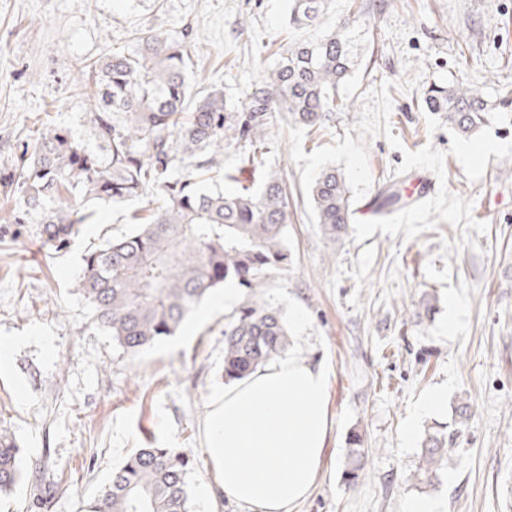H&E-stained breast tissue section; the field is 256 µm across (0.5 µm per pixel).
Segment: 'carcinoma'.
<instances>
[{"instance_id":"carcinoma-1","label":"carcinoma","mask_w":512,"mask_h":512,"mask_svg":"<svg viewBox=\"0 0 512 512\" xmlns=\"http://www.w3.org/2000/svg\"><path fill=\"white\" fill-rule=\"evenodd\" d=\"M328 0H293L288 23L305 28ZM352 25L294 43L272 75V91L249 92L241 106L213 90L187 108L192 96L190 63L194 44L154 32L137 49L112 53L80 67L81 88L90 92L91 119L105 155L76 140L69 130L42 128L25 144L9 185L17 194L14 223L39 224L45 245L61 249L87 223L86 208L120 205L153 190L159 205L136 210L131 232L85 254L76 288L95 309L98 329L125 352L135 354L174 335L207 295L231 282L243 301L224 316V379H241L281 357L289 344L283 310L262 296L271 272L288 270L290 214L280 175L266 165L273 112L285 110L298 124L314 127L327 113L347 111L336 89L357 66ZM424 105L448 119V126L472 136L494 110L476 87L434 85ZM239 152V171L252 180L232 192L202 187L204 176L224 168V150ZM194 169L178 178L185 160ZM317 223L324 236L347 232L351 196L343 175L322 170L311 185ZM450 436L427 433L422 441L424 474L438 470ZM362 435L349 437L352 483L361 471ZM186 448L137 449L112 471L107 487L86 512H188ZM21 448L0 428V496L21 480ZM59 482L44 477L31 484L35 507H49Z\"/></svg>"}]
</instances>
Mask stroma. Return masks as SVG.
Returning <instances> with one entry per match:
<instances>
[{
	"label": "stroma",
	"mask_w": 512,
	"mask_h": 512,
	"mask_svg": "<svg viewBox=\"0 0 512 512\" xmlns=\"http://www.w3.org/2000/svg\"><path fill=\"white\" fill-rule=\"evenodd\" d=\"M362 19L358 64L340 88L352 102L322 127L276 113L270 169L288 191V271L263 298L281 307L289 352L329 370V431L320 477L293 512H512V0H382ZM291 0H0V177L13 174L42 125L100 142L87 100L72 89L77 63L129 52L145 34L192 31L197 96L227 104L268 86L288 47ZM477 86L498 107L463 138L424 110L428 86ZM481 147L468 157L466 146ZM336 167L352 202L375 197L408 171L430 169L435 195L418 211L349 225L326 238L309 195ZM0 189V423L24 453V476L0 512H39V476L63 485L50 512H81L135 449L188 448L189 512H252L209 497L214 473L203 420L223 388L224 310L190 314L174 336L132 355L96 328L76 289L83 256L127 232L147 198L99 205L61 250L12 219ZM439 402L430 412L420 404ZM471 416L460 420L457 404ZM364 438L362 473L344 482L352 431ZM456 442L423 475L427 432Z\"/></svg>",
	"instance_id": "obj_1"
}]
</instances>
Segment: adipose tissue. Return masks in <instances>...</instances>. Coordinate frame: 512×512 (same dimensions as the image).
<instances>
[{
	"label": "adipose tissue",
	"mask_w": 512,
	"mask_h": 512,
	"mask_svg": "<svg viewBox=\"0 0 512 512\" xmlns=\"http://www.w3.org/2000/svg\"><path fill=\"white\" fill-rule=\"evenodd\" d=\"M328 389L327 368L293 353L216 390L204 448L221 492L254 512H292L321 472Z\"/></svg>",
	"instance_id": "1"
}]
</instances>
